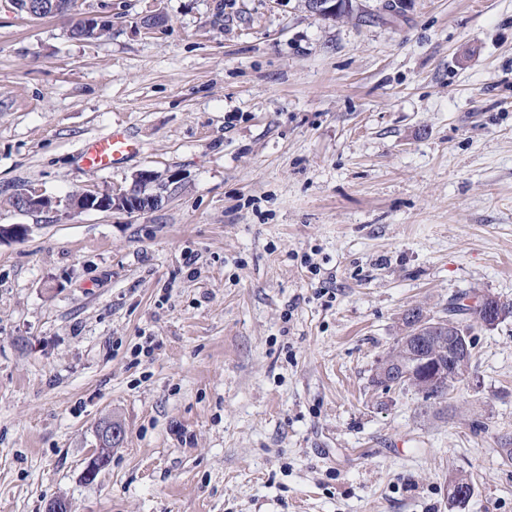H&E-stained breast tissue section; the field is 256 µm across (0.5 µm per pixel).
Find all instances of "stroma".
I'll return each instance as SVG.
<instances>
[{"instance_id": "1", "label": "stroma", "mask_w": 512, "mask_h": 512, "mask_svg": "<svg viewBox=\"0 0 512 512\" xmlns=\"http://www.w3.org/2000/svg\"><path fill=\"white\" fill-rule=\"evenodd\" d=\"M401 2L77 0L88 43L0 0V512H512V318L444 399L372 382L407 308L512 302V0ZM145 170L143 213L9 203ZM362 0H304L305 8L311 14L323 17L334 16L342 11L355 13L363 10ZM137 151L138 143L126 129L113 128L104 136L86 141L79 159L85 167L103 171ZM18 207L16 210L21 214H32L49 212L55 209L48 208V195L45 191L33 185H26L17 193ZM101 436L102 431L100 430L98 435L99 448H95L93 453L87 458L86 461L84 477L87 480H92L95 478L101 470L105 469L109 465L110 458L108 456L112 455V448L114 449V447H119L118 444H115L112 446V448H102V451L106 452L108 456L105 455L100 448V443L102 442Z\"/></svg>"}]
</instances>
